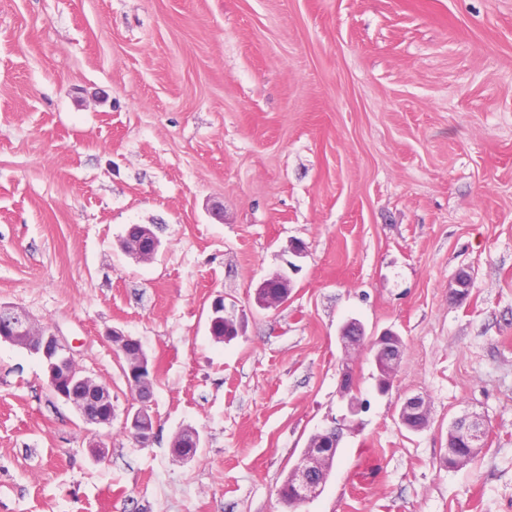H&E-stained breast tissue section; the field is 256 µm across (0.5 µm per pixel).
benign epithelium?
I'll return each instance as SVG.
<instances>
[{
	"label": "benign epithelium",
	"mask_w": 512,
	"mask_h": 512,
	"mask_svg": "<svg viewBox=\"0 0 512 512\" xmlns=\"http://www.w3.org/2000/svg\"><path fill=\"white\" fill-rule=\"evenodd\" d=\"M118 246L133 255L139 262H151L161 248V240L152 224H133L118 239ZM472 279L464 271L455 277V287L448 296L456 301L468 293ZM260 287L269 289L262 308L275 309L283 304L281 289L291 287L288 276L277 274L261 282ZM113 350L121 354L126 363V381L134 393V399L124 412L122 429L139 447L146 448L153 442L156 416L153 411L151 372L148 357L140 340L121 330L107 333ZM339 340L345 352L342 361L341 396L347 399V414L334 418L318 431L319 438L313 444L309 466L300 469L292 478V495L304 505L316 499L323 491L324 483L318 470L324 461L339 448L345 431L354 424L353 417L362 409L356 396V371L351 354L366 347L377 371V388L387 394L393 386L394 373L404 353V343L397 333L385 331L378 336H367L362 325L355 320L347 321L340 328ZM18 345L37 355L45 367L47 386L53 395L72 405L82 422L89 425H112L116 410L112 406V392L106 385L95 381L76 365L70 348L55 331L39 326L22 309L11 304H0V343ZM395 410L399 423L409 431H421L428 426V403L424 396L416 394L397 398ZM490 436L488 422L478 416L463 415L448 427V444L445 462L456 468L473 461L478 450L485 447ZM199 431L186 426L180 429L171 443L175 457L189 461L194 455L187 446L201 447Z\"/></svg>",
	"instance_id": "7a95c632"
}]
</instances>
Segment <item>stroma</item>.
Wrapping results in <instances>:
<instances>
[{"mask_svg":"<svg viewBox=\"0 0 512 512\" xmlns=\"http://www.w3.org/2000/svg\"><path fill=\"white\" fill-rule=\"evenodd\" d=\"M131 224L156 225L154 261L118 248ZM285 272L287 304L257 307ZM0 303L116 411L107 331L158 367L153 443L113 421L97 462L41 360L0 343V512H289L281 480L346 412L351 319L405 352L385 396L356 355L367 408L296 512H512V0H0ZM418 393L410 432L395 402ZM464 414L491 439L450 469ZM395 410L399 423L409 431H421L428 426V403L422 395L399 396ZM189 438V441L188 439ZM184 439V441H183ZM187 443L190 446H194L196 448L201 447V436L199 431L192 427V426H186L180 429L175 436L173 437L172 443H171V449L172 453L175 457L183 460V461H189L192 460L195 455H192V453L187 452ZM195 448V453H197V450Z\"/></svg>","mask_w":512,"mask_h":512,"instance_id":"1","label":"stroma"}]
</instances>
